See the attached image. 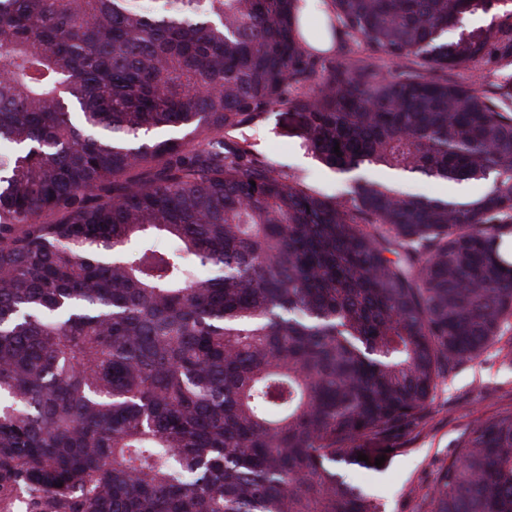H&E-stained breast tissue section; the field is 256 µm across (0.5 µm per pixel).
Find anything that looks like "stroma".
Masks as SVG:
<instances>
[{
	"mask_svg": "<svg viewBox=\"0 0 512 512\" xmlns=\"http://www.w3.org/2000/svg\"><path fill=\"white\" fill-rule=\"evenodd\" d=\"M257 149L283 171L330 196L343 195L345 177L308 155L281 112L249 129ZM512 409V361L489 349L460 364L439 384L418 423L395 438L400 452L381 472L348 471L349 481L371 494L384 512H430V494L441 468L457 454L462 434L481 417Z\"/></svg>",
	"mask_w": 512,
	"mask_h": 512,
	"instance_id": "stroma-1",
	"label": "stroma"
}]
</instances>
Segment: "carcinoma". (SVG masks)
Masks as SVG:
<instances>
[{
  "instance_id": "carcinoma-1",
  "label": "carcinoma",
  "mask_w": 512,
  "mask_h": 512,
  "mask_svg": "<svg viewBox=\"0 0 512 512\" xmlns=\"http://www.w3.org/2000/svg\"><path fill=\"white\" fill-rule=\"evenodd\" d=\"M510 1L0 0V512H383L345 470L512 356ZM277 107L336 173L488 187L324 195L227 141ZM431 512H512V409Z\"/></svg>"
}]
</instances>
